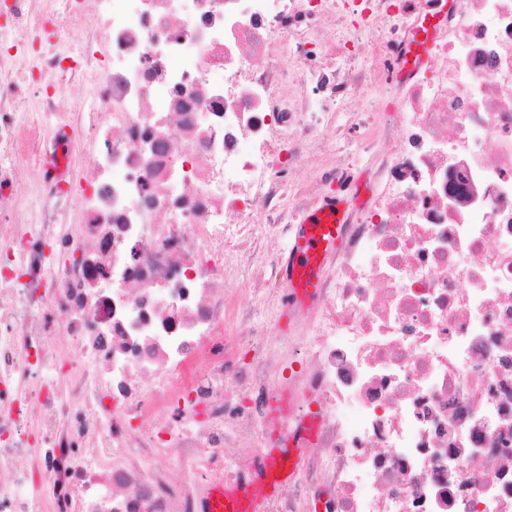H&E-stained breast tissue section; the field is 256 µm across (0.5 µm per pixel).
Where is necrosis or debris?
Wrapping results in <instances>:
<instances>
[{
  "instance_id": "4bbe7bcc",
  "label": "necrosis or debris",
  "mask_w": 512,
  "mask_h": 512,
  "mask_svg": "<svg viewBox=\"0 0 512 512\" xmlns=\"http://www.w3.org/2000/svg\"><path fill=\"white\" fill-rule=\"evenodd\" d=\"M0 4V512H205L288 468L265 512H512V0ZM331 133L366 195L312 300L253 284L272 358L224 282L351 187ZM277 407L310 439L269 465ZM256 305L259 311V321L267 323L268 331L267 336H271L269 339V348L272 351L277 350V339L282 336L288 335V327L291 326L288 313L278 311H267L262 308V304L256 301Z\"/></svg>"
}]
</instances>
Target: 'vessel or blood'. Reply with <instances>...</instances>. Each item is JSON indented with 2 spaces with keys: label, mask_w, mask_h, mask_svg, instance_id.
<instances>
[{
  "label": "vessel or blood",
  "mask_w": 512,
  "mask_h": 512,
  "mask_svg": "<svg viewBox=\"0 0 512 512\" xmlns=\"http://www.w3.org/2000/svg\"><path fill=\"white\" fill-rule=\"evenodd\" d=\"M349 206L347 197L331 200L324 208L306 214L288 246L284 282L291 299L306 301L316 296L321 286L320 267L335 252L338 229ZM274 495L264 484L227 485L212 494L211 512H264L266 501Z\"/></svg>",
  "instance_id": "1"
}]
</instances>
